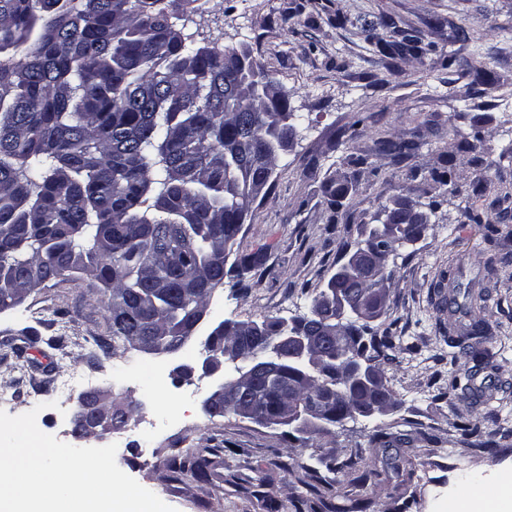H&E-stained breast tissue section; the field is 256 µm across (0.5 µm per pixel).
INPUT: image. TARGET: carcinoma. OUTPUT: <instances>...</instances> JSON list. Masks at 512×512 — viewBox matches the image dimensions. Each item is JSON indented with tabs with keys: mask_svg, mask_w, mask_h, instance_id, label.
Segmentation results:
<instances>
[{
	"mask_svg": "<svg viewBox=\"0 0 512 512\" xmlns=\"http://www.w3.org/2000/svg\"><path fill=\"white\" fill-rule=\"evenodd\" d=\"M196 0H0V304L52 280L92 278L107 301L110 339L122 357L132 340L163 352L187 339L194 310L209 302L208 278L224 277V250L252 198L243 171L270 181L276 146L297 134L274 80L256 60L246 71L229 53L194 47L175 21ZM399 164L414 148L382 138ZM395 210L398 241L425 229ZM265 248L239 258V278L263 265ZM326 287L359 295V272ZM465 302H458V295ZM488 287L448 280V313L471 316ZM380 364L396 348L390 328L352 321ZM293 375L253 382L250 402L272 414ZM478 448L471 422L458 426ZM212 461L177 454L171 467L202 479Z\"/></svg>",
	"mask_w": 512,
	"mask_h": 512,
	"instance_id": "carcinoma-1",
	"label": "carcinoma"
}]
</instances>
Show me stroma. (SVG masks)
Here are the masks:
<instances>
[{
	"label": "stroma",
	"mask_w": 512,
	"mask_h": 512,
	"mask_svg": "<svg viewBox=\"0 0 512 512\" xmlns=\"http://www.w3.org/2000/svg\"><path fill=\"white\" fill-rule=\"evenodd\" d=\"M197 45L247 50L274 77L294 112L296 137L280 151L265 198L257 199L233 247V256L269 244L266 260L244 286L224 280L211 296L199 338L176 355L119 358L90 353L104 335L107 313L99 284L89 278L54 280L18 306L0 312V354L19 346L32 364L20 376L0 361V392L14 397L20 415L41 396L46 409L37 425L71 442V413L80 393L108 389L163 422L180 413L176 429L145 441L134 426L112 435L118 467L176 512H267L273 500L284 512H327L307 481L335 482L333 500L369 503L368 512H470L477 483L498 487L512 473V0H197ZM386 21L389 40L409 36L424 55L389 57L368 42L363 25ZM476 32L478 41L450 40L452 27ZM491 76L468 98L455 93L449 56ZM415 143L401 164L376 149L378 138ZM471 150H463L462 142ZM364 155L367 165L350 166ZM449 171L448 181L436 173ZM347 192L331 225L327 192ZM431 203L422 238L401 247L388 285L386 312L377 328L394 326L406 352L383 365L398 404L385 415L347 421L331 433L309 436L267 428L237 415H209L202 404L210 380H180L175 368L195 365L200 337L220 321L260 322L308 313L310 297L364 238L378 215L396 203ZM477 214L474 224L469 214ZM495 274H487L488 259ZM461 285L489 279L482 313L495 369L476 370L466 356L450 362L448 313L433 299L445 275ZM63 337L61 349L47 345ZM161 367L165 383L150 392L137 375ZM469 386L449 390L451 377ZM479 424L485 451L463 442L462 421ZM390 427L402 442L371 443L377 427ZM211 459L209 476L178 475L170 468L179 451ZM353 467H346V460ZM412 465L413 482L389 473L384 482L353 484V472L383 470L386 461Z\"/></svg>",
	"instance_id": "1"
}]
</instances>
